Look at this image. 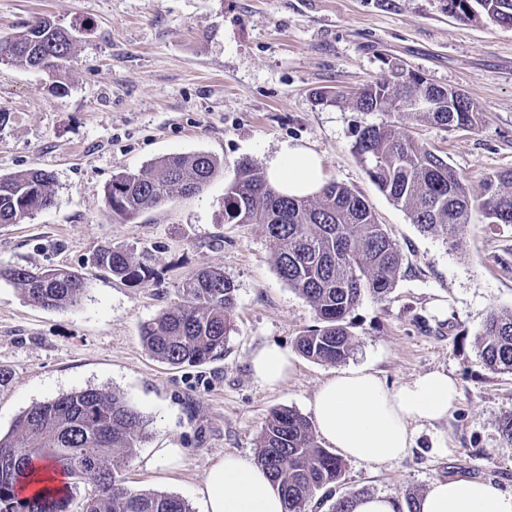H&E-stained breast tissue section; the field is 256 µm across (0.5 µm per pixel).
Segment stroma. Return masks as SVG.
<instances>
[{
    "mask_svg": "<svg viewBox=\"0 0 512 512\" xmlns=\"http://www.w3.org/2000/svg\"><path fill=\"white\" fill-rule=\"evenodd\" d=\"M46 17L73 35L63 77L0 63V174L34 167L55 175L53 204L0 224V267L78 272L80 307L47 310L0 281V431L33 404L92 387L124 393L148 437L123 470L127 487L197 494L225 453L254 457L272 411L310 416L320 385L366 367L388 385L443 369L461 396L447 419L416 427L413 448L385 464L346 461L337 495L404 499L436 479L512 488V444L499 420L512 412V373L482 364L475 335L492 310L512 308V224L475 214L454 244L424 233L367 176L352 150L358 128L385 121L349 98L405 73L464 92L482 111L471 131L408 122L407 133L443 156L472 191L512 170V28L460 22L447 0H0V36ZM345 102L322 100V91ZM287 146L317 153L326 180L359 191L403 255L385 304L364 297L353 314L354 349L326 364L296 356L270 389L251 373L254 350H294L317 324L306 300L280 279L258 224L224 220L237 165L266 169ZM205 151L222 164L200 192L169 198L125 220L105 204L113 175L140 173L159 157ZM148 252L141 286L91 264L103 245ZM223 269L237 286L235 326L222 358L173 367L153 358L141 325L182 297L192 272ZM179 448L177 469L146 466L154 449Z\"/></svg>",
    "mask_w": 512,
    "mask_h": 512,
    "instance_id": "1",
    "label": "stroma"
}]
</instances>
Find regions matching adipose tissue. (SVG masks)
<instances>
[{
	"label": "adipose tissue",
	"instance_id": "ef3b65f1",
	"mask_svg": "<svg viewBox=\"0 0 512 512\" xmlns=\"http://www.w3.org/2000/svg\"><path fill=\"white\" fill-rule=\"evenodd\" d=\"M269 183L291 196H306L323 184L319 156L287 147L267 164ZM293 355L265 346L251 356L256 382L279 386L292 372ZM460 396L446 371L419 374L397 387L368 369L343 371L325 381L311 404L319 436L344 458L368 463L404 459L415 442V426L447 419ZM205 512H284V503L265 469L253 459L227 453L209 470L200 490ZM420 512H512V492L477 479L433 481Z\"/></svg>",
	"mask_w": 512,
	"mask_h": 512
}]
</instances>
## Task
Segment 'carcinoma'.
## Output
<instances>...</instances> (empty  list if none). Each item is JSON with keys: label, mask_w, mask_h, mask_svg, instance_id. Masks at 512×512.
Returning a JSON list of instances; mask_svg holds the SVG:
<instances>
[{"label": "carcinoma", "mask_w": 512, "mask_h": 512, "mask_svg": "<svg viewBox=\"0 0 512 512\" xmlns=\"http://www.w3.org/2000/svg\"><path fill=\"white\" fill-rule=\"evenodd\" d=\"M491 21L512 24V0H448V14L462 20L474 6ZM72 35L49 19L0 38V62L25 65L61 75L71 56ZM401 81H377L360 90L352 105L360 112H391L428 121L447 131L475 129L482 112L470 98L466 111L453 112L458 91L436 86L395 64ZM435 99L432 112L406 103ZM352 149L370 180L421 231L454 242L473 213L498 224H512V170L487 176L474 194L442 157L394 121L357 132ZM220 168L212 154H170L140 174L112 177L105 199L116 215L131 219L175 194L200 192ZM53 172L43 168L0 175V224H16L53 203ZM224 220L260 224L271 246L280 278L312 307L318 326L298 337L297 351L317 362L338 364L353 350L351 316L363 297L384 303L400 278L403 256L385 225L378 223L367 200L347 185L325 183L313 196L280 194L249 161L242 162L224 192ZM96 265L136 286L150 280L145 256L105 245L94 254ZM0 280L20 290L44 309L78 307L89 286L79 273L63 268L32 271L0 267ZM183 297L141 326L144 348L170 365H200L224 355L234 326V282L219 269H201L182 285ZM484 365L512 373V309L494 311L475 336ZM147 438V422L127 397L116 391L85 388L36 403L23 411L5 435L0 434V512H69L73 491L89 485L93 493L81 512H192L188 502L166 493H146L124 485L122 468ZM50 462L54 470L34 469ZM278 488L285 512H311L316 492L331 491L343 462L322 447L312 423L287 408L275 410L265 424L256 451ZM61 475L63 488L46 487L27 498L19 487L30 478L48 483Z\"/></svg>", "instance_id": "1"}]
</instances>
